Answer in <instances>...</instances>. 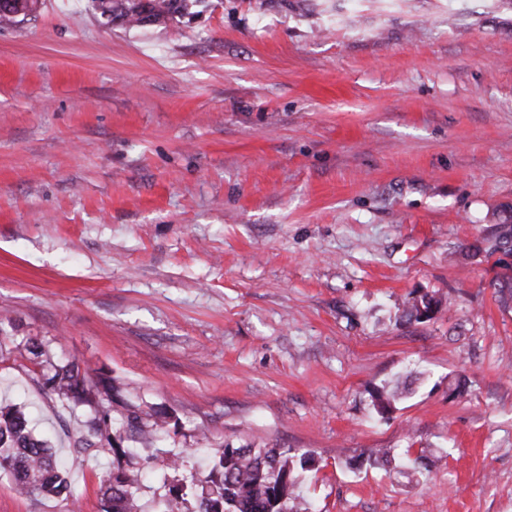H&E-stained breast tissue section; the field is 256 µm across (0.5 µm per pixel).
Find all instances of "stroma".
Wrapping results in <instances>:
<instances>
[{
	"label": "stroma",
	"instance_id": "obj_1",
	"mask_svg": "<svg viewBox=\"0 0 512 512\" xmlns=\"http://www.w3.org/2000/svg\"><path fill=\"white\" fill-rule=\"evenodd\" d=\"M509 216L512 0H221L133 28L40 0L0 25V314L168 413L144 512L222 445L310 453L312 512H512ZM26 364L0 358V402L67 457L83 415ZM111 467L72 471L71 503L0 471V512H101ZM441 304L440 299L433 296L424 295L420 299H416L411 304V307L405 311L404 318L407 322H422L424 319H429L436 313Z\"/></svg>",
	"mask_w": 512,
	"mask_h": 512
}]
</instances>
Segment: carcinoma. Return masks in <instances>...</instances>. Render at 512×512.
Segmentation results:
<instances>
[{
	"instance_id": "carcinoma-1",
	"label": "carcinoma",
	"mask_w": 512,
	"mask_h": 512,
	"mask_svg": "<svg viewBox=\"0 0 512 512\" xmlns=\"http://www.w3.org/2000/svg\"><path fill=\"white\" fill-rule=\"evenodd\" d=\"M91 2L100 16L134 27L152 17L181 18L207 0ZM440 304L441 300L424 295L413 301L404 318L410 323L429 319ZM14 349L30 355L35 366L32 381L40 394L71 413L84 411L83 429L72 439V464H83L89 452L112 457V470L99 487L102 512H139L135 494L142 488L144 471L123 443L131 440L142 448L156 447L160 431L168 424L167 416L151 406L126 401L111 378L90 377L78 360L55 356L49 341L26 338ZM407 389L402 382L386 392H376L375 406L388 410L391 401ZM314 465L306 452L227 446L210 461L204 485L184 482L169 490L163 512H184L189 496L197 497L196 512H298L299 473ZM0 469L10 474L22 497L66 500L72 496L66 470L53 448L35 433L28 415L15 405H0Z\"/></svg>"
}]
</instances>
